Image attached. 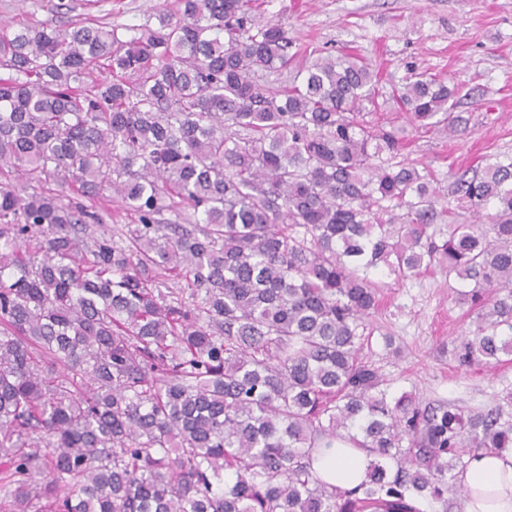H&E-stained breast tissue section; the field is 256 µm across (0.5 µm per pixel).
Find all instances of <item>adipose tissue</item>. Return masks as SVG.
I'll return each mask as SVG.
<instances>
[{
  "label": "adipose tissue",
  "instance_id": "obj_1",
  "mask_svg": "<svg viewBox=\"0 0 512 512\" xmlns=\"http://www.w3.org/2000/svg\"><path fill=\"white\" fill-rule=\"evenodd\" d=\"M368 456L345 439L322 449L314 467L320 478L351 490L364 478ZM466 494L461 512H512V452H487L471 458L458 476Z\"/></svg>",
  "mask_w": 512,
  "mask_h": 512
}]
</instances>
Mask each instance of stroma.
<instances>
[{"instance_id":"1","label":"stroma","mask_w":512,"mask_h":512,"mask_svg":"<svg viewBox=\"0 0 512 512\" xmlns=\"http://www.w3.org/2000/svg\"><path fill=\"white\" fill-rule=\"evenodd\" d=\"M0 0V24L55 27L91 21L155 24L158 9L177 0ZM263 20L281 25L297 65L312 49L355 53L379 68L378 101L385 117L404 126L401 161L426 169L441 194L432 229L469 223L453 183L481 170L488 159L512 157V0H257ZM461 83L460 111L470 116L464 133H418L400 117L394 97L412 71ZM380 301L367 322L364 356L391 394L408 392L425 403L447 402L480 412L496 406L512 420V360L460 365L457 347L471 335L475 316L459 285L436 270L395 281L375 276Z\"/></svg>"}]
</instances>
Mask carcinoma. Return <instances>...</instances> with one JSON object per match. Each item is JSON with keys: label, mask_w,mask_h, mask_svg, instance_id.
<instances>
[{"label": "carcinoma", "mask_w": 512, "mask_h": 512, "mask_svg": "<svg viewBox=\"0 0 512 512\" xmlns=\"http://www.w3.org/2000/svg\"><path fill=\"white\" fill-rule=\"evenodd\" d=\"M157 19L0 29V174L76 188L0 182V512H450L512 421L389 394L361 329L372 275L437 266L476 314L460 362L512 356V158L459 180L482 223L438 241L427 175L360 118L371 62L272 90L292 41L253 0ZM458 92L413 72L398 97L454 134ZM108 189L137 223H104ZM338 438L369 456L351 491L313 467Z\"/></svg>", "instance_id": "1"}]
</instances>
